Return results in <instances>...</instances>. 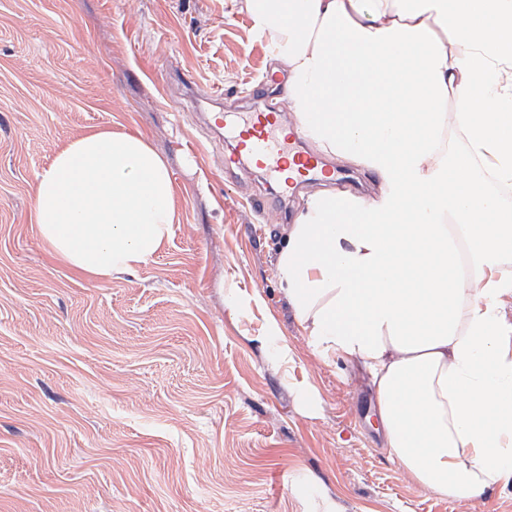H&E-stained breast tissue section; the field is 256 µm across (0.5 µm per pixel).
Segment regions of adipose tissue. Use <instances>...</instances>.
<instances>
[{"instance_id": "adipose-tissue-1", "label": "adipose tissue", "mask_w": 512, "mask_h": 512, "mask_svg": "<svg viewBox=\"0 0 512 512\" xmlns=\"http://www.w3.org/2000/svg\"><path fill=\"white\" fill-rule=\"evenodd\" d=\"M244 2L303 137L381 180L375 199L316 193L288 231L277 278L310 344L368 372L415 484L451 501L512 484V206L482 185L512 183V0ZM175 217L168 166L137 135L86 133L37 177L41 241L92 279L151 259Z\"/></svg>"}]
</instances>
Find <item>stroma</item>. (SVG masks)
Listing matches in <instances>:
<instances>
[{
  "label": "stroma",
  "mask_w": 512,
  "mask_h": 512,
  "mask_svg": "<svg viewBox=\"0 0 512 512\" xmlns=\"http://www.w3.org/2000/svg\"><path fill=\"white\" fill-rule=\"evenodd\" d=\"M276 66L240 2L0 0V512H512L511 485L416 486L361 371L310 345L276 277L288 226L308 194L378 181L336 157L342 181L282 207L224 172L202 100L242 111ZM97 128L145 138L178 200L161 250L102 282L33 222L38 174Z\"/></svg>",
  "instance_id": "obj_1"
}]
</instances>
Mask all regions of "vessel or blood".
Masks as SVG:
<instances>
[{
    "label": "vessel or blood",
    "instance_id": "obj_1",
    "mask_svg": "<svg viewBox=\"0 0 512 512\" xmlns=\"http://www.w3.org/2000/svg\"><path fill=\"white\" fill-rule=\"evenodd\" d=\"M209 129L215 139L227 136L233 140L230 162L246 161L275 182L294 186L312 182L324 173L322 159L313 152L298 150V131L277 111L254 107L240 113L215 112Z\"/></svg>",
    "mask_w": 512,
    "mask_h": 512
}]
</instances>
